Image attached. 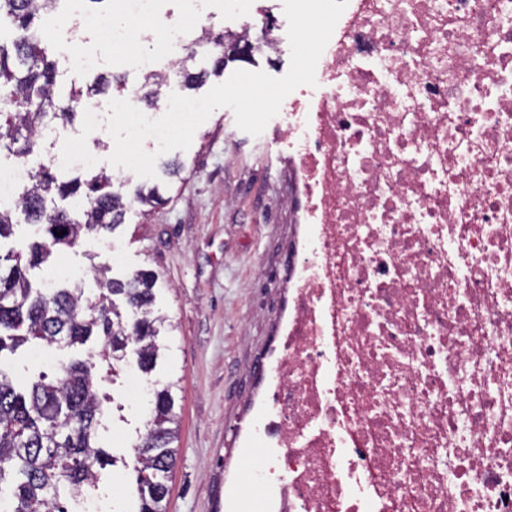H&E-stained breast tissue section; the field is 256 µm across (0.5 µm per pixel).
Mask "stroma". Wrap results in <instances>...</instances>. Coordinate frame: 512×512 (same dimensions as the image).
<instances>
[{"instance_id": "35a3bbf8", "label": "stroma", "mask_w": 512, "mask_h": 512, "mask_svg": "<svg viewBox=\"0 0 512 512\" xmlns=\"http://www.w3.org/2000/svg\"><path fill=\"white\" fill-rule=\"evenodd\" d=\"M282 23L283 0H249L244 12L228 11L224 0H208L184 39L195 54V70L207 71L203 83L185 90L171 75L168 91L203 96L218 76L211 68L218 49L200 42L202 31L215 34L238 29L257 15ZM141 35L127 48H117L98 30L81 29L76 49L100 58L98 74L122 76L127 85L142 82L137 54L158 56L167 69L163 48L144 33V21L132 20ZM41 150L27 159L37 168L44 155L81 149L97 159L95 169L73 167L65 179L110 176L131 205L114 232H81L74 247L58 250L49 263L29 273L33 287L84 289L97 298L99 275L126 279L139 270L157 273L155 308L170 328L161 330L164 344L156 370L141 376L134 356L116 362L115 374H98V392L106 396L107 413L99 427V445L116 464L101 476L109 512H136L131 475L123 465L150 418L157 382H174L179 420L177 462L170 482L168 512H244L234 505L232 486L249 478L260 453L247 445L240 424L253 420L259 400L268 393L267 379L257 367L280 344L287 316L289 246L297 226L281 200L289 187L287 150L279 134L265 129L259 136L240 130L231 109L220 108L196 130L188 150H173L156 162V185L162 201L142 215L134 197L141 177L109 163L114 140L105 127L86 128L83 116L56 125L40 137ZM183 166L172 176L166 166ZM44 348L26 345L0 359L19 384L39 374L54 375Z\"/></svg>"}]
</instances>
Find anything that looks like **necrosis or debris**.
<instances>
[{
  "instance_id": "1",
  "label": "necrosis or debris",
  "mask_w": 512,
  "mask_h": 512,
  "mask_svg": "<svg viewBox=\"0 0 512 512\" xmlns=\"http://www.w3.org/2000/svg\"><path fill=\"white\" fill-rule=\"evenodd\" d=\"M316 80L273 119L302 234L244 499L512 512V0H348Z\"/></svg>"
}]
</instances>
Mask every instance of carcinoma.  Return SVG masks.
Here are the masks:
<instances>
[{
	"label": "carcinoma",
	"mask_w": 512,
	"mask_h": 512,
	"mask_svg": "<svg viewBox=\"0 0 512 512\" xmlns=\"http://www.w3.org/2000/svg\"><path fill=\"white\" fill-rule=\"evenodd\" d=\"M58 2L0 0V19L10 20L19 33L11 44L0 43V92L9 102V109L0 111V144L6 143L18 158L33 150L48 123H70L84 100L114 82L124 86L119 77L111 81L99 76L90 85L73 83L65 94H56L58 63L49 57L40 27ZM189 59L193 56L179 62L178 73L192 88L204 74L191 72ZM166 83L164 73L145 74L140 101L156 102ZM28 177L30 185L18 200L0 201V239L13 234L19 215L25 223L41 226L43 237L25 254L0 256V354L32 342L84 346L86 351L83 358L66 363L57 377L42 376L25 390L0 371V512H68L63 501L82 494L111 463L95 441L103 415L95 359H116L130 351L141 372L152 373L160 351L157 325L165 319L153 312L158 275L152 271L103 283L94 301L80 288H31L29 269L47 263L56 250L73 247L84 229L113 232L124 221L127 201L104 174L60 183L47 163ZM54 194L81 198L82 220L63 208L48 207ZM136 200L143 206L159 203L158 187L143 186ZM62 229L63 236L54 234ZM115 296L123 297L126 312L118 309ZM93 338L104 343L102 351L88 347ZM174 407L172 385L155 389L152 419L133 446L132 459L124 461L135 474L139 512H167V482L176 464Z\"/></svg>",
	"instance_id": "1"
}]
</instances>
